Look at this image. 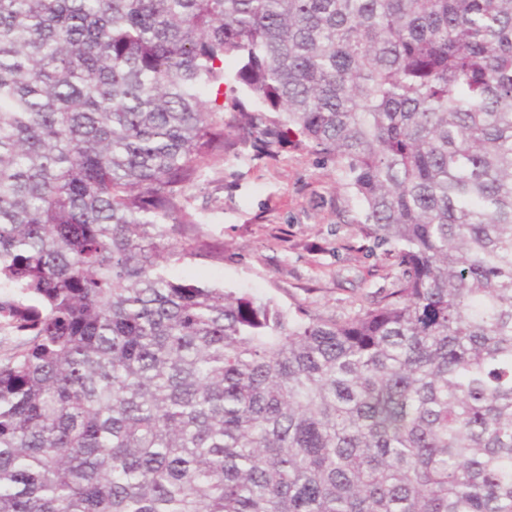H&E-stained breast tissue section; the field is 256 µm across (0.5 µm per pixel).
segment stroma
<instances>
[{
    "mask_svg": "<svg viewBox=\"0 0 512 512\" xmlns=\"http://www.w3.org/2000/svg\"><path fill=\"white\" fill-rule=\"evenodd\" d=\"M191 207L224 260L178 267L176 276L338 319L396 286L393 260L368 250L353 225L358 202L335 165L310 152L214 159Z\"/></svg>",
    "mask_w": 512,
    "mask_h": 512,
    "instance_id": "1",
    "label": "stroma"
}]
</instances>
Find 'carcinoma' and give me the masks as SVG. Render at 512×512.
Returning a JSON list of instances; mask_svg holds the SVG:
<instances>
[{"label": "carcinoma", "mask_w": 512, "mask_h": 512, "mask_svg": "<svg viewBox=\"0 0 512 512\" xmlns=\"http://www.w3.org/2000/svg\"><path fill=\"white\" fill-rule=\"evenodd\" d=\"M290 142L400 269L342 320L172 274ZM0 324V512H512V0H0Z\"/></svg>", "instance_id": "cac0c4a2"}]
</instances>
